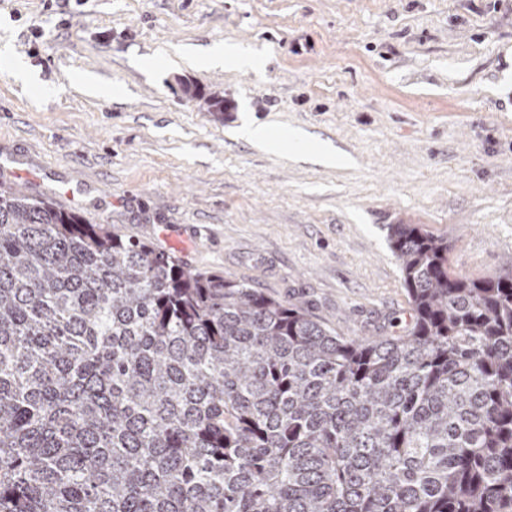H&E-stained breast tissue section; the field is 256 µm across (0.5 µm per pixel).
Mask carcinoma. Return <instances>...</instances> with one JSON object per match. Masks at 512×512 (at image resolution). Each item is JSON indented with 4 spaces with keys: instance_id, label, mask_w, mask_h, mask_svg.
Here are the masks:
<instances>
[{
    "instance_id": "carcinoma-1",
    "label": "carcinoma",
    "mask_w": 512,
    "mask_h": 512,
    "mask_svg": "<svg viewBox=\"0 0 512 512\" xmlns=\"http://www.w3.org/2000/svg\"><path fill=\"white\" fill-rule=\"evenodd\" d=\"M388 241L411 320L349 339L0 183V512H512V271Z\"/></svg>"
}]
</instances>
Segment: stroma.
I'll list each match as a JSON object with an SVG mask.
<instances>
[{
  "mask_svg": "<svg viewBox=\"0 0 512 512\" xmlns=\"http://www.w3.org/2000/svg\"><path fill=\"white\" fill-rule=\"evenodd\" d=\"M215 43L259 67L163 62ZM7 56L36 83L0 69V182L341 335L410 320L388 225L447 238L473 279L512 265V0H0ZM85 73L117 95L82 93ZM249 121L343 162L255 146Z\"/></svg>",
  "mask_w": 512,
  "mask_h": 512,
  "instance_id": "1",
  "label": "stroma"
}]
</instances>
